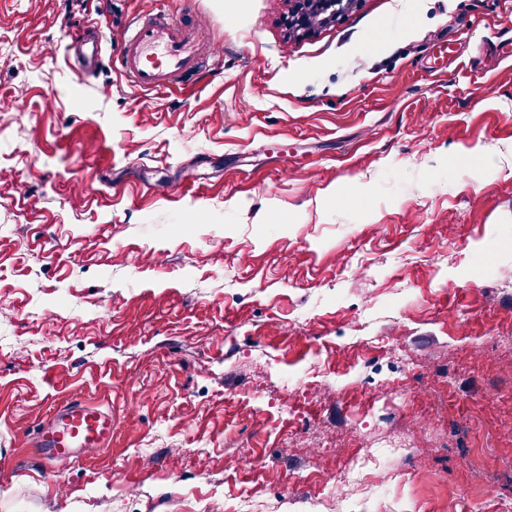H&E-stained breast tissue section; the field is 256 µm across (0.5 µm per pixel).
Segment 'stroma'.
I'll return each instance as SVG.
<instances>
[{
  "label": "stroma",
  "instance_id": "1",
  "mask_svg": "<svg viewBox=\"0 0 512 512\" xmlns=\"http://www.w3.org/2000/svg\"><path fill=\"white\" fill-rule=\"evenodd\" d=\"M288 9L0 0V512H267L322 491L283 430L378 447L421 414L454 512H512V0H361L304 37ZM159 11L219 60L172 92L112 68ZM96 25L82 80L62 48ZM319 372L337 395L280 423ZM74 396L112 448L53 469L24 441ZM392 466L341 512H438ZM316 378L319 379L304 382L295 381L286 386L282 397L276 404V408L281 416L292 413L302 399L320 402L330 394V381L325 377L317 376Z\"/></svg>",
  "mask_w": 512,
  "mask_h": 512
}]
</instances>
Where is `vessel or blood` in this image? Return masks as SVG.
<instances>
[{
  "mask_svg": "<svg viewBox=\"0 0 512 512\" xmlns=\"http://www.w3.org/2000/svg\"><path fill=\"white\" fill-rule=\"evenodd\" d=\"M192 24L162 14L132 23L128 41L114 65L134 86L147 91L180 87L183 77L202 65ZM112 412L80 398L61 404L28 440L47 461L60 464L112 443Z\"/></svg>",
  "mask_w": 512,
  "mask_h": 512,
  "instance_id": "1",
  "label": "vessel or blood"
}]
</instances>
